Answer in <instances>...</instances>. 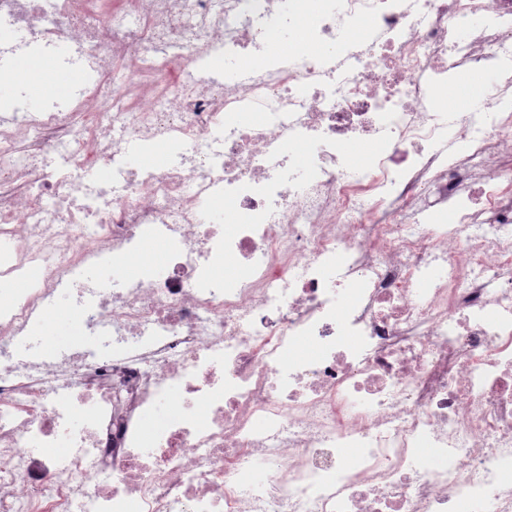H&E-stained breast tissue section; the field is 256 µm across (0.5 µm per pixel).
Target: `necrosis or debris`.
Here are the masks:
<instances>
[{"label": "necrosis or debris", "mask_w": 512, "mask_h": 512, "mask_svg": "<svg viewBox=\"0 0 512 512\" xmlns=\"http://www.w3.org/2000/svg\"><path fill=\"white\" fill-rule=\"evenodd\" d=\"M35 58L84 78L0 85V512H512V0H0ZM60 308L105 339L16 357ZM39 68L28 79H17L28 82L29 95L36 99L49 91H59L77 83L81 80L82 74L78 70H61L50 59H38ZM463 79L473 80L472 78H469V77H462L459 79L448 80L447 89H445L444 93L440 94L435 100L437 107L445 108L446 93H447L448 112H455L459 109H465V108H473L474 106H476L478 104L479 98L481 96V90L479 88H475L471 84H464L466 82V80H463ZM457 87H459L458 92H457L458 104H455L453 106H448V102L451 101L452 94ZM158 244L161 243L158 242L156 244H152L147 249H138L129 256L127 260V266L133 267L134 269V273L131 275V277L136 276L134 279H137L143 268L152 263L162 262L165 259L167 255L166 246H157Z\"/></svg>", "instance_id": "obj_1"}]
</instances>
